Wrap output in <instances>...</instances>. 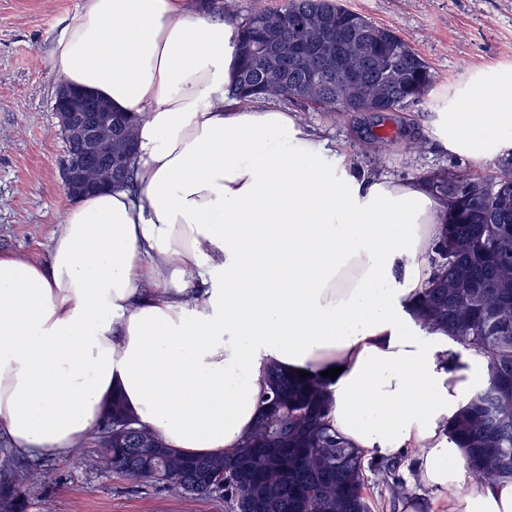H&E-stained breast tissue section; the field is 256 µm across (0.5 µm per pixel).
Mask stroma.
I'll return each instance as SVG.
<instances>
[{
    "label": "stroma",
    "instance_id": "35a3bbf8",
    "mask_svg": "<svg viewBox=\"0 0 512 512\" xmlns=\"http://www.w3.org/2000/svg\"><path fill=\"white\" fill-rule=\"evenodd\" d=\"M349 9L393 27L433 68L436 89L474 69L512 65V0H342ZM82 0H0V251L46 261L70 203L61 173L66 144L53 110L61 83L51 49ZM434 95L401 112H305L317 133L347 148L368 174L406 179L432 170H470L491 179L495 161L478 162L433 147L424 126ZM388 138L378 152L377 135ZM424 148L410 152V141ZM29 489L26 512H226L213 497L179 499L162 487L102 475L69 455L15 461Z\"/></svg>",
    "mask_w": 512,
    "mask_h": 512
}]
</instances>
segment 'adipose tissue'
<instances>
[{
  "mask_svg": "<svg viewBox=\"0 0 512 512\" xmlns=\"http://www.w3.org/2000/svg\"><path fill=\"white\" fill-rule=\"evenodd\" d=\"M236 27L189 0H83L50 52L65 83L135 114L137 194L71 203L47 262L0 253V431L66 456L112 399L190 456L253 431L264 369H339L330 423L407 457V512H512V479L472 485L445 423L485 360L405 311L432 274L444 206L424 181L360 173L297 113L232 98ZM438 150L512 149V66L440 93Z\"/></svg>",
  "mask_w": 512,
  "mask_h": 512,
  "instance_id": "1",
  "label": "adipose tissue"
}]
</instances>
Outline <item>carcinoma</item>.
<instances>
[{
  "label": "carcinoma",
  "mask_w": 512,
  "mask_h": 512,
  "mask_svg": "<svg viewBox=\"0 0 512 512\" xmlns=\"http://www.w3.org/2000/svg\"><path fill=\"white\" fill-rule=\"evenodd\" d=\"M239 65L234 94L244 101L277 99L316 112H367L382 105L381 86L391 83L387 105L395 112L422 100L435 83L428 62L396 30L351 11L341 0H284L275 9H257L237 25ZM267 30L275 41H302L311 48L280 61L279 81H265L267 57L254 49V35ZM356 39L366 47L360 87L349 103L339 101L336 50ZM112 116L122 129L115 152L125 169L116 187H134L133 152L137 118ZM495 191L467 170H440L426 176L446 204L445 222L431 245L433 276L418 295L412 315L428 333L449 334L486 359L487 378L448 421V436L461 448L471 471L484 483L512 478V152L498 159ZM480 192L472 200L465 190ZM267 408L241 448L230 458L185 457L167 449L151 474H136L141 449L135 434L161 439L112 400L96 448L80 446L101 474H116L159 486L174 498L216 496L227 512H371L363 490L369 477L386 485L390 502L402 499L406 483L400 461L366 457L331 428L328 382L266 370ZM206 473L209 482L199 481ZM8 512H26L27 491L7 486Z\"/></svg>",
  "instance_id": "obj_1"
}]
</instances>
